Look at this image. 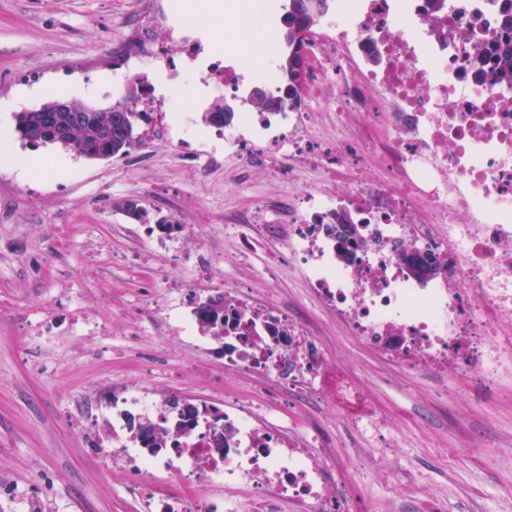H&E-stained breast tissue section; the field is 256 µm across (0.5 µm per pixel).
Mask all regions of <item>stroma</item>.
Returning a JSON list of instances; mask_svg holds the SVG:
<instances>
[{
    "label": "stroma",
    "instance_id": "35a3bbf8",
    "mask_svg": "<svg viewBox=\"0 0 512 512\" xmlns=\"http://www.w3.org/2000/svg\"><path fill=\"white\" fill-rule=\"evenodd\" d=\"M137 0H0V512L33 499L41 512H141L126 472L100 454L112 439V393L131 383L171 390L223 407L238 394L260 399L247 377H228L216 353L173 341L161 322L144 316L129 341L127 314L140 307L156 277L190 278L200 297L231 276L257 294L298 307L324 341L365 407L388 419L398 437V465L443 512H512V384L473 401L470 378L408 374L350 336L307 295L300 275L283 268L271 288L265 255L216 263L211 279H191L187 265L155 253L136 263L132 251L147 227L115 209L134 197L152 218L197 225L213 243L232 250L226 214L246 212L286 185L255 166L240 180L235 160L190 173L165 140L142 142L128 155L89 160L51 145L32 148L15 131L19 112L51 98L107 104L123 92L112 72L132 44H120ZM105 324L109 336H73L78 314ZM457 393L449 402V393ZM99 423L80 431L86 408ZM283 417L319 420L346 448V486L361 493V512H396L389 486L373 470L364 431L334 400L286 402ZM470 439L473 450L460 454Z\"/></svg>",
    "mask_w": 512,
    "mask_h": 512
}]
</instances>
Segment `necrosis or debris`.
<instances>
[{"label":"necrosis or debris","mask_w":512,"mask_h":512,"mask_svg":"<svg viewBox=\"0 0 512 512\" xmlns=\"http://www.w3.org/2000/svg\"><path fill=\"white\" fill-rule=\"evenodd\" d=\"M500 31L495 0H343L314 40L319 64L298 91L301 107L240 112L217 132L225 156L245 169L265 164L288 187L279 204L263 201L229 218L238 252L278 245L265 268L270 284L288 262L350 336L388 361L414 374H464L487 388L512 382V87L471 61L490 56ZM203 53L195 28L184 25L141 58L179 75L183 89L202 84L227 100L245 99L252 83L280 81L276 43L264 49L258 70ZM141 107L154 115L149 138L168 137L177 148L197 138L195 114L180 111L177 94L147 97ZM315 111L333 116V137L312 122ZM310 167L347 178L333 187L308 184ZM341 210L364 248L337 238ZM158 248L177 261L193 259L198 278L211 274L218 255L194 224L180 225L175 238L158 235L140 252ZM406 254L437 264L438 274L418 279ZM217 293L229 319L216 346L224 372L260 381L266 397L225 399L223 446L212 438L209 415L166 457L141 452L120 423L106 460L137 478L142 512H357L339 478L340 448L318 420L302 427L284 421L281 403L291 391L347 406L360 405L362 395L292 307L231 277ZM202 304L186 283L163 276L147 308L201 349ZM381 426L361 424L373 435L374 468L395 501L417 495L422 512H441L404 481L391 452L395 438ZM191 483L220 489V499L183 495Z\"/></svg>","instance_id":"necrosis-or-debris-1"}]
</instances>
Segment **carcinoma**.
Instances as JSON below:
<instances>
[{
  "instance_id": "1",
  "label": "carcinoma",
  "mask_w": 512,
  "mask_h": 512,
  "mask_svg": "<svg viewBox=\"0 0 512 512\" xmlns=\"http://www.w3.org/2000/svg\"><path fill=\"white\" fill-rule=\"evenodd\" d=\"M335 7L334 0H288V10L284 17L286 32L284 40L288 54L279 60V69L288 93V99L282 96H268L253 102L260 111H279L288 106L298 108L300 101L297 92L302 86L304 76L298 71L296 41L298 33L306 28L312 29ZM502 32L494 44L493 62L499 78L512 83V0H504L501 7ZM53 101L43 103L44 112H20L16 116V132L19 138L28 144L54 145L70 150L80 156L92 159L114 157L126 154L141 142L136 121L145 120L146 115L138 112L127 123L113 126L107 112H83L80 114L83 125L77 129L75 141L63 138L64 132L74 122L72 112H51ZM234 108L224 100L214 101L208 112L202 115L207 124L224 125L234 117ZM201 324L205 333L217 339L224 336V300H212L207 309L201 311ZM168 411L178 415L177 422L171 427H162L148 417H128L129 431L140 440L141 447L150 449L158 455L171 448L181 446L180 439L184 430L197 424L199 408L184 410L171 400L166 401Z\"/></svg>"
}]
</instances>
